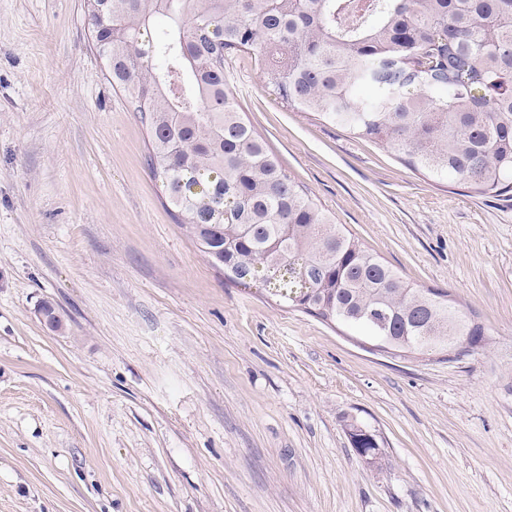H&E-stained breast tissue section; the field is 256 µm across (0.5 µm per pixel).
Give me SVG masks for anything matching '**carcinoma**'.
<instances>
[{
	"label": "carcinoma",
	"instance_id": "cac0c4a2",
	"mask_svg": "<svg viewBox=\"0 0 512 512\" xmlns=\"http://www.w3.org/2000/svg\"><path fill=\"white\" fill-rule=\"evenodd\" d=\"M93 45L148 134L171 218L235 286L400 353L456 359L485 327L336 223L238 111L224 67L256 53L288 108L480 196L512 192V0H88ZM355 448H377L354 424Z\"/></svg>",
	"mask_w": 512,
	"mask_h": 512
}]
</instances>
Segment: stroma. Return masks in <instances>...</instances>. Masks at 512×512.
Returning a JSON list of instances; mask_svg holds the SVG:
<instances>
[{"label":"stroma","mask_w":512,"mask_h":512,"mask_svg":"<svg viewBox=\"0 0 512 512\" xmlns=\"http://www.w3.org/2000/svg\"><path fill=\"white\" fill-rule=\"evenodd\" d=\"M224 72L337 223L487 345L372 353L228 283L162 206L85 0H0V512H512V192L288 109L251 54ZM348 435L353 448H358L364 457L373 458L379 451L380 445L375 434H370L353 424L349 426Z\"/></svg>","instance_id":"35a3bbf8"}]
</instances>
